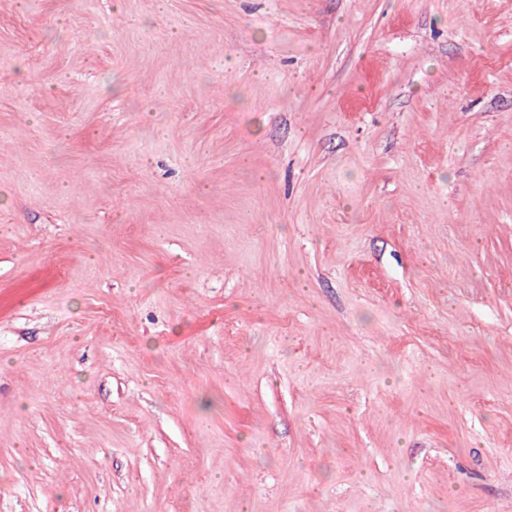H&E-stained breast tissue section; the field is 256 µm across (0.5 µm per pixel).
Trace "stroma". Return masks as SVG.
Wrapping results in <instances>:
<instances>
[{
  "label": "stroma",
  "mask_w": 512,
  "mask_h": 512,
  "mask_svg": "<svg viewBox=\"0 0 512 512\" xmlns=\"http://www.w3.org/2000/svg\"><path fill=\"white\" fill-rule=\"evenodd\" d=\"M0 512H512V0H0Z\"/></svg>",
  "instance_id": "stroma-1"
}]
</instances>
